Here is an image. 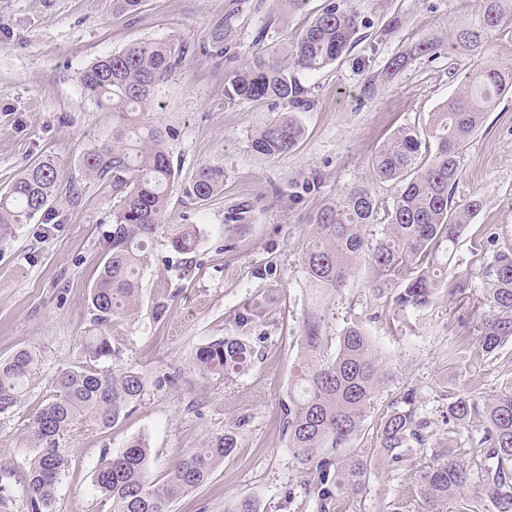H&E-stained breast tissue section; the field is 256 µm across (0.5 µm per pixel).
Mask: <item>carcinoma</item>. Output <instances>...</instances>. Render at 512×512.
Returning a JSON list of instances; mask_svg holds the SVG:
<instances>
[{
	"instance_id": "carcinoma-1",
	"label": "carcinoma",
	"mask_w": 512,
	"mask_h": 512,
	"mask_svg": "<svg viewBox=\"0 0 512 512\" xmlns=\"http://www.w3.org/2000/svg\"><path fill=\"white\" fill-rule=\"evenodd\" d=\"M510 22L512 0H477L471 24L449 32L448 50L468 52L476 58L475 67L448 103L431 113L423 130H398L372 158L374 177L397 184L389 205L381 206L361 182L308 218L313 233L301 262L310 283L309 303L298 341L299 372L281 420L288 447L302 465L301 489L320 512H366L368 479L381 464L407 473V488L389 502L387 512H512V379L485 400L465 383L470 369L485 366L512 341V247H495L493 232L475 242L476 249L489 253L480 273V326L477 335L464 331L448 346L454 378L441 393L443 427L432 428L421 415L417 391L409 389L382 414L371 452L336 458L325 449L343 447L362 430L392 373L360 324L329 336L322 308L323 296L345 288L366 259L382 281L400 280L395 303L402 307L420 311L440 293L454 301L473 288L470 277L455 272L454 258L483 198L472 194L457 201L455 196L466 146L498 98L512 91V63L483 60L482 35ZM360 25L352 0H324L291 50L274 47L228 69L226 102L272 100L291 111L257 130L251 138L254 152L279 156L293 150L304 134L292 113L309 106L307 90L289 71L288 58L308 72L331 66L348 54ZM435 50L434 43L419 41L388 58L384 73H399L412 59ZM186 54V46L174 40L143 42L96 59L81 75L97 106L112 113V140L86 152L84 167L98 179H112L120 197L108 257L90 290L96 334L82 342L86 364L58 371L50 398L32 416L38 452L25 473L30 512H55L57 488L73 452L67 440L112 427L144 393L143 374L125 368L101 371L96 363L112 356V322L135 314L144 252L164 227L174 180V133L150 124L145 114L157 87ZM56 180L55 162L46 158L29 165L0 193L1 242L45 210ZM223 186L224 168L204 164L184 193L205 201ZM377 223L381 233L371 238L366 229ZM170 242L179 252L191 251L197 244L195 227L173 230ZM252 354L249 343L226 336L197 348L194 368L204 379L224 377L247 366ZM38 370V359L26 349L0 360V414L24 401ZM237 445L236 429H226L176 459L163 483L151 484L144 477L149 448L135 439L101 463L94 486L111 502V512H170V503L206 483Z\"/></svg>"
}]
</instances>
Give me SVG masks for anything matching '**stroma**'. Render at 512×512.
Here are the masks:
<instances>
[{
    "mask_svg": "<svg viewBox=\"0 0 512 512\" xmlns=\"http://www.w3.org/2000/svg\"><path fill=\"white\" fill-rule=\"evenodd\" d=\"M324 0L267 23L272 0H142L136 15H118L112 0H0V190L27 166L57 161L54 195L45 213L0 243V359L27 349L40 372L24 402L0 414V475L21 491L37 447L30 416L50 396V379L82 365L91 328L88 296L107 254L118 201L110 180L88 176L83 157L112 137V115L100 111L80 75L96 58L130 44L175 40L189 52L155 93L151 122L172 128L175 181L168 227L191 224L200 237L188 254L173 250L166 230L149 243L138 313L112 326V355L99 369L145 375L146 391L109 429L71 441L70 466L58 486L55 512H110L93 485L103 459L145 438V478L160 483L170 465L205 439L238 426V446L199 488L174 500L171 512H225L244 497L258 512H317L298 488L300 468L282 430L280 408L297 373L298 338L309 283L301 254L312 232L308 217L357 182H371L390 200L392 183L372 181V156L399 129L422 128L456 92L475 64L449 53L448 31L470 19L471 0H355L366 22L349 56L321 71L297 70L310 106L299 112L304 136L291 152L268 158L252 151L251 135L285 108L270 100L227 103L225 58H246L296 39ZM402 25L386 42L374 37L393 16ZM435 57L414 59L393 76L386 60L420 40ZM224 169V188L204 202L184 188L198 167ZM484 205L471 220L455 262L476 274L484 263L474 239L496 232L512 244V93L489 112L466 147L458 198ZM399 284H378L370 263L327 299L330 333L360 322L395 381L378 398L363 431L346 451L373 448V428L404 388L417 387L434 423L443 420L448 340L466 320L478 322L480 289L425 310L398 307ZM226 336L254 343L251 365L228 378L205 380L193 368L198 347ZM512 378V345L471 373L480 398Z\"/></svg>",
    "mask_w": 512,
    "mask_h": 512,
    "instance_id": "obj_1",
    "label": "stroma"
}]
</instances>
